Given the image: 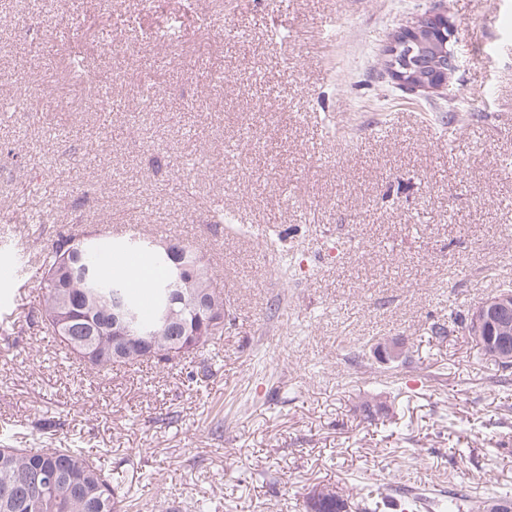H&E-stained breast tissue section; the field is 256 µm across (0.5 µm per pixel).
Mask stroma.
Here are the masks:
<instances>
[{
    "instance_id": "stroma-1",
    "label": "stroma",
    "mask_w": 512,
    "mask_h": 512,
    "mask_svg": "<svg viewBox=\"0 0 512 512\" xmlns=\"http://www.w3.org/2000/svg\"><path fill=\"white\" fill-rule=\"evenodd\" d=\"M434 9L458 68L411 95L384 49ZM76 51L109 108L69 75ZM19 91L33 111H0V264L18 270L0 316L36 305L17 205L60 177L71 195L35 206L48 227L173 228L209 258L226 324L107 381L38 327L0 333V446L103 449L125 512L161 494L167 512H309L323 488L364 512L367 483L512 497V367L429 331L512 285V0H0V100ZM388 341L403 358L375 356Z\"/></svg>"
}]
</instances>
